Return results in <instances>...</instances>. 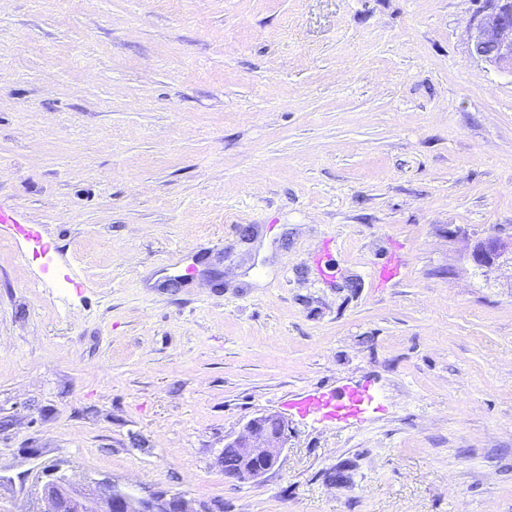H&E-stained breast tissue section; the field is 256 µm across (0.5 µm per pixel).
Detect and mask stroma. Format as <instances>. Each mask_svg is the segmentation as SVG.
<instances>
[{
	"label": "stroma",
	"instance_id": "35a3bbf8",
	"mask_svg": "<svg viewBox=\"0 0 512 512\" xmlns=\"http://www.w3.org/2000/svg\"><path fill=\"white\" fill-rule=\"evenodd\" d=\"M484 4L0 0V203L41 238L0 237V512L55 469L199 512H512V267L469 259L512 235ZM342 387L358 417L290 405ZM261 415L279 462L225 478Z\"/></svg>",
	"mask_w": 512,
	"mask_h": 512
}]
</instances>
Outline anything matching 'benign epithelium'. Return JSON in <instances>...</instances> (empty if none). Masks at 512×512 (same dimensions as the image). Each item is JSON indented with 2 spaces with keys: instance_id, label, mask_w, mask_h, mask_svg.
<instances>
[{
  "instance_id": "obj_1",
  "label": "benign epithelium",
  "mask_w": 512,
  "mask_h": 512,
  "mask_svg": "<svg viewBox=\"0 0 512 512\" xmlns=\"http://www.w3.org/2000/svg\"><path fill=\"white\" fill-rule=\"evenodd\" d=\"M472 54L484 63L512 74V0H489L471 28ZM473 262L487 270L499 262L512 263V236L491 235L480 239L472 252ZM287 439L284 421L273 415L252 419L245 432L226 442L224 447L238 453L237 469L231 478L242 483L255 479L279 461ZM101 506L91 508L96 490L71 484L56 469L45 473L44 497L48 512H197L180 494L156 491L139 496L108 481H99Z\"/></svg>"
}]
</instances>
